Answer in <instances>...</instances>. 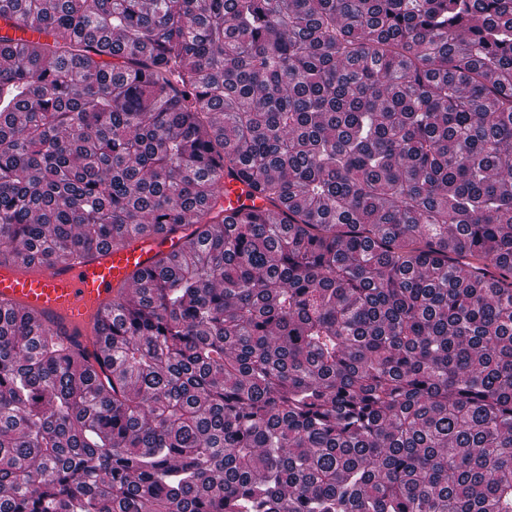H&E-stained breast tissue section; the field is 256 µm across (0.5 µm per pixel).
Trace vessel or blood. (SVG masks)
Returning a JSON list of instances; mask_svg holds the SVG:
<instances>
[{
	"mask_svg": "<svg viewBox=\"0 0 512 512\" xmlns=\"http://www.w3.org/2000/svg\"><path fill=\"white\" fill-rule=\"evenodd\" d=\"M223 182L225 207L245 212L261 208V201L250 197L240 180L227 175ZM186 247L185 238L161 233L95 248L79 262L26 268L4 255L0 257V306L38 311L47 328L96 366L103 359L97 336L101 310L111 305L136 270L150 268L159 255L179 254Z\"/></svg>",
	"mask_w": 512,
	"mask_h": 512,
	"instance_id": "b4317fda",
	"label": "vessel or blood"
}]
</instances>
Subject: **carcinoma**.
I'll use <instances>...</instances> for the list:
<instances>
[{"instance_id": "cac0c4a2", "label": "carcinoma", "mask_w": 512, "mask_h": 512, "mask_svg": "<svg viewBox=\"0 0 512 512\" xmlns=\"http://www.w3.org/2000/svg\"><path fill=\"white\" fill-rule=\"evenodd\" d=\"M0 20L53 37L0 35V249L189 240L100 317L104 383L0 308V512H512V0ZM221 175L224 182V208L230 209V211L240 209L241 212L254 210L252 208L264 209L263 202L250 197L248 188L240 180L229 176L224 171L221 172Z\"/></svg>"}]
</instances>
